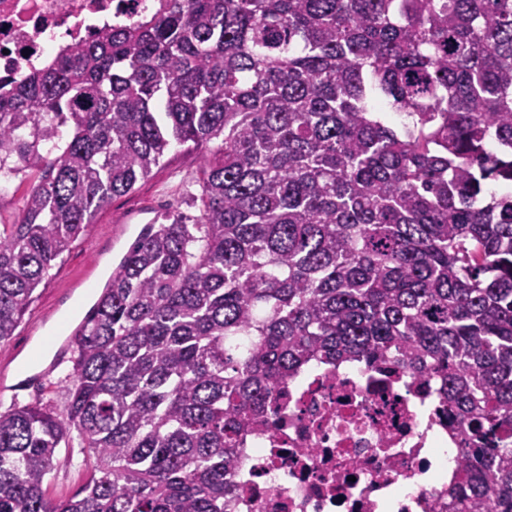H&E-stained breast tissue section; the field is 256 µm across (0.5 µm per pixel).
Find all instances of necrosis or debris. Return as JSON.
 I'll use <instances>...</instances> for the list:
<instances>
[{
	"label": "necrosis or debris",
	"mask_w": 512,
	"mask_h": 512,
	"mask_svg": "<svg viewBox=\"0 0 512 512\" xmlns=\"http://www.w3.org/2000/svg\"><path fill=\"white\" fill-rule=\"evenodd\" d=\"M160 0H0V74L15 76ZM439 385L354 361L309 366L288 403L248 432L232 512H448L461 436Z\"/></svg>",
	"instance_id": "4bbe7bcc"
}]
</instances>
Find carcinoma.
<instances>
[{
    "instance_id": "1",
    "label": "carcinoma",
    "mask_w": 512,
    "mask_h": 512,
    "mask_svg": "<svg viewBox=\"0 0 512 512\" xmlns=\"http://www.w3.org/2000/svg\"><path fill=\"white\" fill-rule=\"evenodd\" d=\"M174 144L210 152L201 214L112 268L63 412L0 414V512H226L288 378L360 357L443 381L448 498L512 512V0H163L0 78V169L30 182L0 346ZM74 431L90 477L51 500Z\"/></svg>"
}]
</instances>
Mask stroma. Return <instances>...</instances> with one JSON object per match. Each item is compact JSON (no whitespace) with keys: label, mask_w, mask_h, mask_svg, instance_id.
<instances>
[{"label":"stroma","mask_w":512,"mask_h":512,"mask_svg":"<svg viewBox=\"0 0 512 512\" xmlns=\"http://www.w3.org/2000/svg\"><path fill=\"white\" fill-rule=\"evenodd\" d=\"M200 150L173 146L151 175L139 181L128 194L112 198L96 216L95 224L58 259L35 291V298L11 338L0 346V413L28 404H40L62 412L72 386L73 357L59 360L55 352L64 327L81 323L97 300L113 264L134 242L143 225L170 212L194 223L201 211ZM46 344L48 354L30 365L37 344ZM27 376L23 389H14L20 376ZM90 470L81 441L71 436L59 448L55 467L45 484L47 496H72L87 482Z\"/></svg>","instance_id":"stroma-1"}]
</instances>
